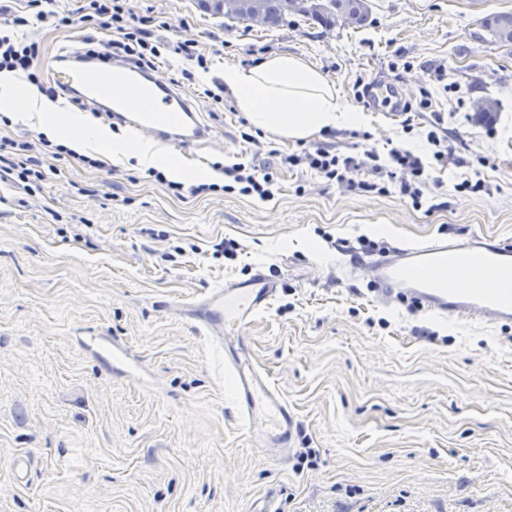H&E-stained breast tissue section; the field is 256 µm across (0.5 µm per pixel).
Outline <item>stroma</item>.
<instances>
[{
  "label": "stroma",
  "instance_id": "stroma-1",
  "mask_svg": "<svg viewBox=\"0 0 512 512\" xmlns=\"http://www.w3.org/2000/svg\"><path fill=\"white\" fill-rule=\"evenodd\" d=\"M154 10L157 40L193 39L207 69L157 61L216 136L184 154L204 165L256 157L277 171L274 198L207 191L174 197L149 170L93 168L33 150L40 190L0 182V512H251L272 494L282 512H512V323L440 317L377 300L356 253L435 238L512 243V48L482 27L512 0H371L365 27L297 21L257 30L198 0H127ZM33 69L45 85L61 50L106 41L96 24L34 25ZM298 55L354 98L356 81H388L395 102L364 104L365 124L315 136L341 155L393 147L419 155L420 206L344 182L245 142L225 64ZM494 102L491 122L473 103ZM429 106H422V99ZM448 136L437 162L431 128ZM481 176V191L457 190ZM233 242L235 256L218 252ZM282 270L270 307L244 333L256 367L298 421L288 458L256 449L259 423L233 409L224 363L200 325L204 295L256 269ZM119 346L137 363L113 368ZM31 460L25 479L11 462Z\"/></svg>",
  "mask_w": 512,
  "mask_h": 512
}]
</instances>
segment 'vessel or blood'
I'll return each instance as SVG.
<instances>
[{"label": "vessel or blood", "mask_w": 512, "mask_h": 512, "mask_svg": "<svg viewBox=\"0 0 512 512\" xmlns=\"http://www.w3.org/2000/svg\"><path fill=\"white\" fill-rule=\"evenodd\" d=\"M53 79L80 98L107 103L115 117L136 132L149 131L177 148L207 143L211 126L197 117L196 105L174 87L150 83L129 63H104L78 53L60 56ZM137 96L140 111L128 112L124 101ZM371 266L378 300L406 292L426 311L484 324L512 319V246L496 237L464 241L434 239L420 246L359 258ZM277 277L263 271L243 282L208 292L204 299L205 329L213 335L239 334L249 320L270 305ZM224 367L233 378L231 401L240 416L264 423L262 447L287 451L297 421L276 387L254 366L245 344L225 350Z\"/></svg>", "instance_id": "vessel-or-blood-1"}]
</instances>
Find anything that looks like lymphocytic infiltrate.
Segmentation results:
<instances>
[{
    "label": "lymphocytic infiltrate",
    "mask_w": 512,
    "mask_h": 512,
    "mask_svg": "<svg viewBox=\"0 0 512 512\" xmlns=\"http://www.w3.org/2000/svg\"><path fill=\"white\" fill-rule=\"evenodd\" d=\"M125 2L83 0L81 16L77 21L83 24L95 23L115 34L114 39L94 48V55L105 58L120 56L149 69L171 50L185 60L196 63L198 67H205L206 59L198 53L194 40L186 39L172 46L152 40L151 31L160 26V18L152 14L133 15L126 9ZM44 3L45 0H25L20 9L0 5V72H22L31 83H38L39 77L33 72L32 66L39 54V47L21 37L22 28L34 19L57 27L69 26L75 21L71 16H60L45 9ZM30 149L29 142L0 139V171L15 186L28 191L39 187L45 179L44 172L38 168V160L30 157ZM389 160V165L384 166L380 164L378 154L372 150L365 151L363 157L359 158L339 155L318 145L298 153L282 155L281 164L287 168L304 166L338 182L342 181L344 171L363 167L372 174L386 176L389 184L397 186L401 195L409 197L413 205H420L427 181L421 159L407 149L394 148L389 152ZM224 174L238 184L242 195H254L262 200L274 195L276 180L272 171L260 167L255 160L233 163L225 167Z\"/></svg>",
    "instance_id": "lymphocytic-infiltrate-1"
}]
</instances>
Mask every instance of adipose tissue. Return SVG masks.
Listing matches in <instances>:
<instances>
[{"mask_svg": "<svg viewBox=\"0 0 512 512\" xmlns=\"http://www.w3.org/2000/svg\"><path fill=\"white\" fill-rule=\"evenodd\" d=\"M223 80L251 126L279 141L307 140L366 121L358 104L341 97L333 82L296 55L272 54L249 67L225 64ZM0 111L77 151L94 146L115 159L162 170L174 180L210 184L219 178L211 168L171 160L167 149L151 140L115 134L84 115L64 111L37 97L9 72L0 73Z\"/></svg>", "mask_w": 512, "mask_h": 512, "instance_id": "adipose-tissue-1", "label": "adipose tissue"}]
</instances>
